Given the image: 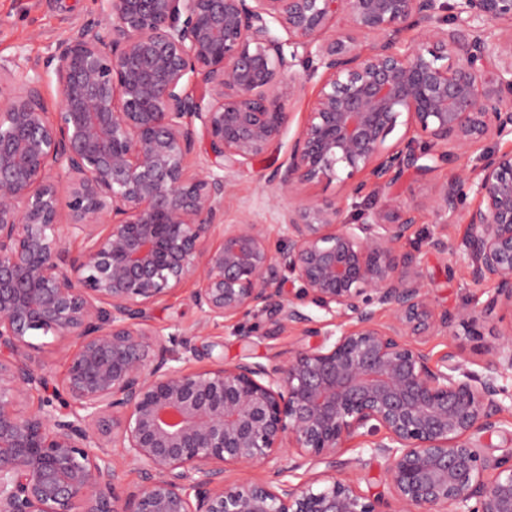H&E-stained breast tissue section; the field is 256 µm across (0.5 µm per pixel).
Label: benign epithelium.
Segmentation results:
<instances>
[{
  "label": "benign epithelium",
  "mask_w": 512,
  "mask_h": 512,
  "mask_svg": "<svg viewBox=\"0 0 512 512\" xmlns=\"http://www.w3.org/2000/svg\"><path fill=\"white\" fill-rule=\"evenodd\" d=\"M95 4L98 19L23 84L0 58V512H377L358 482L336 478L356 435L384 460L397 512H512V450L484 446L509 411L499 396L512 399L498 385L512 330L485 375L452 350L434 365L411 340L456 323L477 336L512 310V148L432 195L441 224L465 185L479 198L462 243L431 240L491 285L453 312L435 306L419 251H400L415 208L390 192L462 149L512 144V0ZM408 24L418 35L399 38ZM298 65L319 80L288 161L266 179L294 201L274 251L251 215L224 223V199L231 174L281 140ZM333 179L383 203L352 221L299 198ZM189 278L194 329L150 327L148 311ZM307 300L335 329L301 310ZM263 314L270 336L304 324L320 340L266 364L190 365L209 325ZM37 332L59 343V380L29 362ZM112 448L139 486L120 488ZM285 452L291 464L267 482L224 477Z\"/></svg>",
  "instance_id": "obj_1"
}]
</instances>
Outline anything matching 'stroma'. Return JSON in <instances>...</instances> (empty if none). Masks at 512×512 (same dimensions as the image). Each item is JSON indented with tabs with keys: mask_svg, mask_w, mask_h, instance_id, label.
I'll return each mask as SVG.
<instances>
[{
	"mask_svg": "<svg viewBox=\"0 0 512 512\" xmlns=\"http://www.w3.org/2000/svg\"><path fill=\"white\" fill-rule=\"evenodd\" d=\"M94 0H0V58H18L21 67L15 80L23 82L25 64L44 59L54 49L58 39L65 36L73 23L96 19ZM482 151L469 150L440 172L419 177L408 173L395 188L397 194L417 209V222L404 242L405 248L421 251L428 286L439 309H455L471 298L481 295L483 284L468 279L461 268H448L445 257L433 251L430 240L442 236L449 242H461L467 233L463 216L448 224H438L429 206L436 182L472 171L482 162ZM288 157L287 146L272 147L248 170L233 177L232 193L224 203V220L233 223L247 213L267 224L272 248L283 247L285 241L278 228L280 212L287 200L273 201L265 184L266 177ZM193 282H186L174 294L165 297L148 313L149 324L163 332L188 329L199 320L191 302ZM512 328V312L502 311L494 320L480 323L478 335H469L464 326L454 328L453 335L433 334L418 337L417 342L427 350L432 362H439L446 351L457 352L468 371L484 374L492 355L491 347L503 332ZM266 316L248 317L240 322L210 326L209 341L222 344L228 360L250 355L259 362H268L282 353L308 344L301 327L295 326L272 336L268 333ZM336 475L353 478L361 490L374 501L378 512H394L396 503L388 489L381 459L372 457L361 439H349L338 457Z\"/></svg>",
	"mask_w": 512,
	"mask_h": 512,
	"instance_id": "1",
	"label": "stroma"
}]
</instances>
